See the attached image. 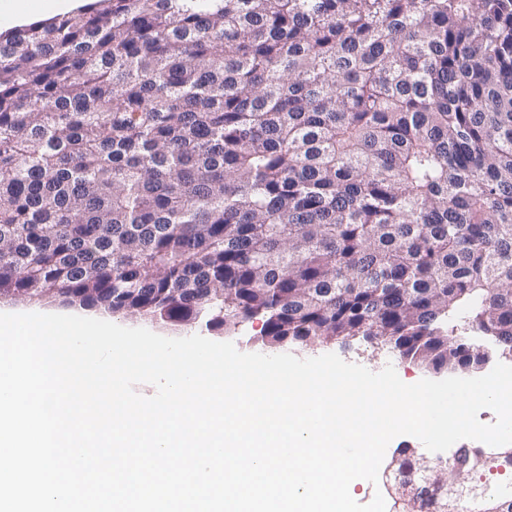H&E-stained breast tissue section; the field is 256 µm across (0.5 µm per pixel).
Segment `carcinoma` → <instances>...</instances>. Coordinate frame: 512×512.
<instances>
[{
	"mask_svg": "<svg viewBox=\"0 0 512 512\" xmlns=\"http://www.w3.org/2000/svg\"><path fill=\"white\" fill-rule=\"evenodd\" d=\"M435 371L512 354V0H91L0 33V301ZM392 512H512V448Z\"/></svg>",
	"mask_w": 512,
	"mask_h": 512,
	"instance_id": "1",
	"label": "carcinoma"
}]
</instances>
